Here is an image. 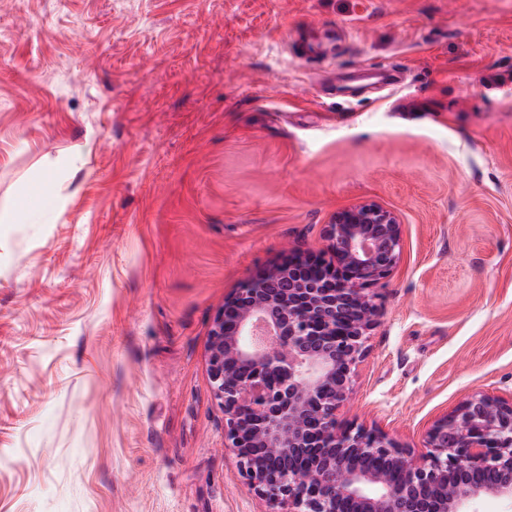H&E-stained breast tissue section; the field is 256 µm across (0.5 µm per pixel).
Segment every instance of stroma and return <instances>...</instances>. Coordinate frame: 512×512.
<instances>
[{
    "label": "stroma",
    "instance_id": "stroma-1",
    "mask_svg": "<svg viewBox=\"0 0 512 512\" xmlns=\"http://www.w3.org/2000/svg\"><path fill=\"white\" fill-rule=\"evenodd\" d=\"M363 201L401 251L338 419L420 456L512 394V0H0V202L43 215L0 223V512H268L211 322Z\"/></svg>",
    "mask_w": 512,
    "mask_h": 512
}]
</instances>
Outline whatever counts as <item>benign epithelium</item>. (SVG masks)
<instances>
[{
	"mask_svg": "<svg viewBox=\"0 0 512 512\" xmlns=\"http://www.w3.org/2000/svg\"><path fill=\"white\" fill-rule=\"evenodd\" d=\"M400 249L393 211L353 204L329 229V251L348 267H327L336 287L303 276L316 258H297L226 297L212 319L206 366L226 447L270 512H467L484 497L512 501V396L469 395L432 423L418 458L382 431L338 424L375 320L368 287ZM478 471L495 479L476 482Z\"/></svg>",
	"mask_w": 512,
	"mask_h": 512,
	"instance_id": "obj_1",
	"label": "benign epithelium"
}]
</instances>
